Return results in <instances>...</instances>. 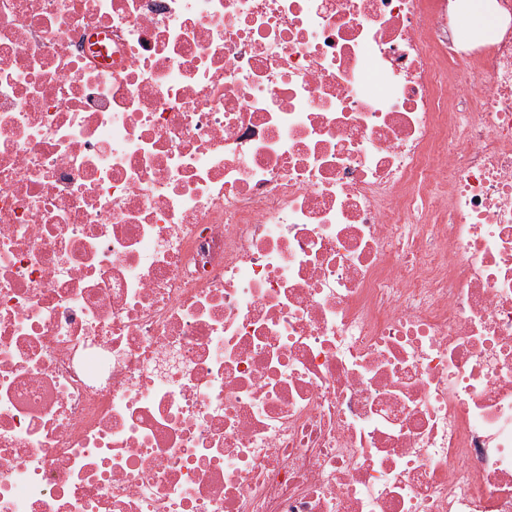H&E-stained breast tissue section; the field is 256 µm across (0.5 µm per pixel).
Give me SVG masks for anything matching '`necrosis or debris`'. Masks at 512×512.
Segmentation results:
<instances>
[{
    "mask_svg": "<svg viewBox=\"0 0 512 512\" xmlns=\"http://www.w3.org/2000/svg\"><path fill=\"white\" fill-rule=\"evenodd\" d=\"M494 3L0 0V512H512ZM460 11L463 20L462 33L473 37L474 34L493 38L496 34L498 21L489 8L487 0H468Z\"/></svg>",
    "mask_w": 512,
    "mask_h": 512,
    "instance_id": "necrosis-or-debris-1",
    "label": "necrosis or debris"
}]
</instances>
